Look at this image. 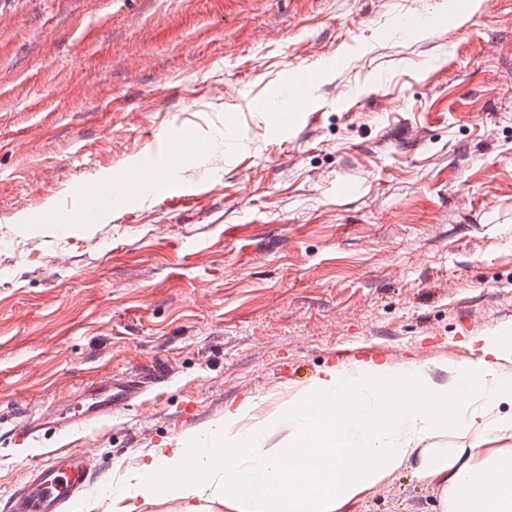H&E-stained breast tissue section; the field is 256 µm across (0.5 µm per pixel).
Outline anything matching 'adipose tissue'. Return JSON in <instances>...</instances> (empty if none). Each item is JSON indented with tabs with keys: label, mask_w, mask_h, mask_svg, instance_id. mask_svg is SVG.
Returning a JSON list of instances; mask_svg holds the SVG:
<instances>
[{
	"label": "adipose tissue",
	"mask_w": 512,
	"mask_h": 512,
	"mask_svg": "<svg viewBox=\"0 0 512 512\" xmlns=\"http://www.w3.org/2000/svg\"><path fill=\"white\" fill-rule=\"evenodd\" d=\"M472 343L479 356L458 368L457 386L435 387L414 365L369 360L325 369L251 426L242 424L248 405L225 410L223 422L144 463L120 493L122 512L155 495L220 499L225 512H344L413 459L422 478L453 490L451 512H512V451L489 456L475 444L512 434V417L495 414L512 402V374L500 370L512 359V338ZM282 425L286 446L267 447V434ZM447 426L460 446L433 445Z\"/></svg>",
	"instance_id": "1"
}]
</instances>
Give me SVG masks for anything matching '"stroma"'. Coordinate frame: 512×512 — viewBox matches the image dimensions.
Wrapping results in <instances>:
<instances>
[{"label":"stroma","instance_id":"1","mask_svg":"<svg viewBox=\"0 0 512 512\" xmlns=\"http://www.w3.org/2000/svg\"><path fill=\"white\" fill-rule=\"evenodd\" d=\"M0 512L37 449L85 452L89 512L162 448L254 418L337 353L424 362L512 324V0H0ZM424 12L426 32L400 27ZM287 110L265 113L284 83ZM175 161L154 191L151 154ZM125 208L60 233L86 181ZM191 196L174 207L171 193ZM164 368L59 438L80 388ZM42 426L36 449L14 428ZM350 512H443L414 465Z\"/></svg>","mask_w":512,"mask_h":512}]
</instances>
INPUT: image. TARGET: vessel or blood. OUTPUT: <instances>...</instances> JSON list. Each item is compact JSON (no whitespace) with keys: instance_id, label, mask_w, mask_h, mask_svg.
<instances>
[{"instance_id":"obj_1","label":"vessel or blood","mask_w":512,"mask_h":512,"mask_svg":"<svg viewBox=\"0 0 512 512\" xmlns=\"http://www.w3.org/2000/svg\"><path fill=\"white\" fill-rule=\"evenodd\" d=\"M148 169L150 179L160 186H173L176 173L167 153L154 154ZM79 201L58 209L56 224L69 230L85 224L98 205L111 199L106 184L99 181L83 183ZM160 371L139 373L104 384H93L73 403L65 426L74 432L111 418L112 414L139 398L149 385L160 383ZM95 472L89 459L68 448H58L45 458L34 460L28 468V479L8 504L9 512H71L94 485Z\"/></svg>"}]
</instances>
